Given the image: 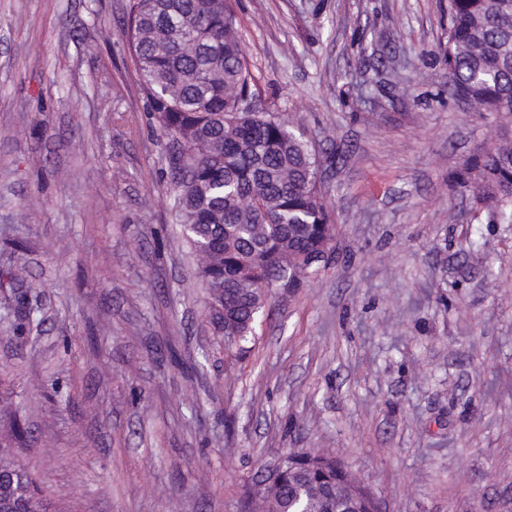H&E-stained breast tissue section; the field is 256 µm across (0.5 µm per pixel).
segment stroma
<instances>
[{
  "label": "stroma",
  "instance_id": "1",
  "mask_svg": "<svg viewBox=\"0 0 512 512\" xmlns=\"http://www.w3.org/2000/svg\"><path fill=\"white\" fill-rule=\"evenodd\" d=\"M256 107L322 161L333 257L242 354L171 209L129 0H0V435L61 512H242L325 451L385 512H512V224L456 178L448 0H231ZM207 354L203 371L191 364Z\"/></svg>",
  "mask_w": 512,
  "mask_h": 512
}]
</instances>
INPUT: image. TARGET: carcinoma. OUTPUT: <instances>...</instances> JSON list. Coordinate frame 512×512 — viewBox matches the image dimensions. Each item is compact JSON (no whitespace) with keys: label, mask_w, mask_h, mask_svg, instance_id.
Masks as SVG:
<instances>
[{"label":"carcinoma","mask_w":512,"mask_h":512,"mask_svg":"<svg viewBox=\"0 0 512 512\" xmlns=\"http://www.w3.org/2000/svg\"><path fill=\"white\" fill-rule=\"evenodd\" d=\"M503 0H448V98L512 112V11ZM128 41L141 93L168 138L176 220L197 255L207 317L243 351L271 291L300 288L328 251V204L312 146L277 113L252 112L254 76L229 0H129ZM463 186L488 220L512 223V135L465 162ZM0 441V512H52L36 479ZM341 464L288 454L262 512H348Z\"/></svg>","instance_id":"obj_1"}]
</instances>
